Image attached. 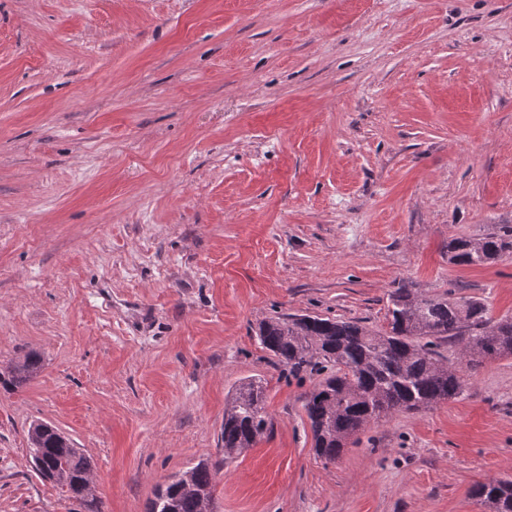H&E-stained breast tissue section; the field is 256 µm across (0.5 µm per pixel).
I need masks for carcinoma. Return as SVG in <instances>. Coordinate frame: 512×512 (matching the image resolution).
<instances>
[{
	"instance_id": "obj_1",
	"label": "carcinoma",
	"mask_w": 512,
	"mask_h": 512,
	"mask_svg": "<svg viewBox=\"0 0 512 512\" xmlns=\"http://www.w3.org/2000/svg\"><path fill=\"white\" fill-rule=\"evenodd\" d=\"M505 257H512L510 224L486 237L448 242V261L456 265L484 266ZM386 319L381 331L320 315L278 316L258 326L259 344L280 364L324 374L304 395L303 408L314 454L329 463L367 426L455 400L467 387L465 371L512 358V316L494 319L477 299L418 295L400 285L389 295ZM444 343L457 347L456 361L441 356ZM42 367L32 352L9 367L8 376L24 383ZM265 403L261 381L246 377L235 386L224 411L225 458L254 447L271 430ZM28 439L35 441L47 479L79 500L84 512H103L102 502L85 491L91 471L86 456L47 423ZM472 494L490 512H512L511 479L479 482ZM213 502L212 468L201 460L158 487L147 512H201L202 504Z\"/></svg>"
}]
</instances>
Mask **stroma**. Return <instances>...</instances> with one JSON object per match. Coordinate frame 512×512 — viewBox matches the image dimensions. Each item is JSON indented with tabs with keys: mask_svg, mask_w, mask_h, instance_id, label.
Listing matches in <instances>:
<instances>
[{
	"mask_svg": "<svg viewBox=\"0 0 512 512\" xmlns=\"http://www.w3.org/2000/svg\"><path fill=\"white\" fill-rule=\"evenodd\" d=\"M512 0H0V512H81L27 432L90 458L104 512L199 461L216 512H488L512 477V358L317 458L263 320L387 326L399 285L512 316ZM261 379L273 432L228 459ZM504 257H512V225L505 224L495 233L479 239L463 237L448 242V261L463 266H484ZM43 367L41 357L36 353H29L21 363L9 367L8 376L15 383H24L37 376ZM265 403L266 388L261 380L246 377L235 386L224 411L221 438L225 458L253 448L270 432L272 423L265 411ZM472 494L488 506L491 512H512L511 479L476 483L473 486Z\"/></svg>",
	"mask_w": 512,
	"mask_h": 512,
	"instance_id": "1",
	"label": "stroma"
}]
</instances>
